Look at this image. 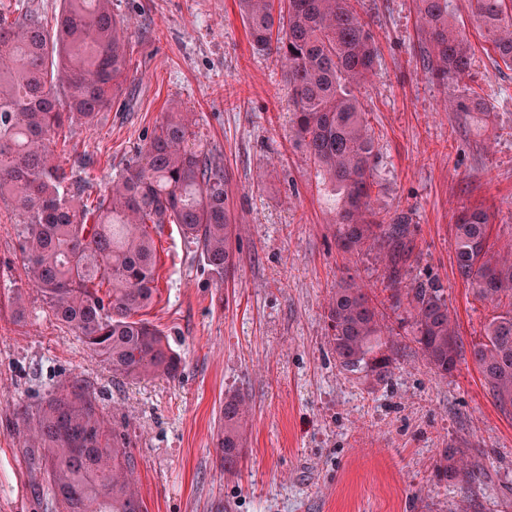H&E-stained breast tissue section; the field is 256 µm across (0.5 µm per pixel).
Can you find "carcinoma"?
<instances>
[{
	"instance_id": "cac0c4a2",
	"label": "carcinoma",
	"mask_w": 512,
	"mask_h": 512,
	"mask_svg": "<svg viewBox=\"0 0 512 512\" xmlns=\"http://www.w3.org/2000/svg\"><path fill=\"white\" fill-rule=\"evenodd\" d=\"M418 2L433 49L432 74L446 82L465 73L470 46L448 0ZM471 3L483 37L511 67L509 0ZM240 10L254 46L275 50L286 72L292 128L331 183L342 249L352 252L368 241L384 245L391 307L408 305L411 341L434 373L448 377L468 352L495 403L512 412V254H490L488 215L466 209L455 227L460 278L477 298L500 307L484 336L466 347L444 289L403 284L405 217L386 220L369 208L376 143L357 89L373 72L378 49L354 0H287L285 10L275 9V0H240ZM128 27L112 14L110 0H62L51 31L27 10L10 23L0 17V202L22 218L23 267L48 312L112 373L175 379L181 357L163 330L139 318L157 291L150 228L178 225L184 241L223 277L234 266L224 163L193 142L189 112L168 113L91 202L84 200L85 182L68 176L54 154L65 124L93 123L120 95L130 65ZM452 107L490 116L474 94L458 96ZM328 318L339 365L385 379L392 359L367 289L352 278L341 281ZM17 416L23 424L20 452L30 469L44 474L55 512H147L132 483L136 461L124 435L83 379L72 377L34 407H18ZM244 417L243 397L224 399L218 451L230 476L240 471ZM441 462L448 479H472L464 458L445 452Z\"/></svg>"
}]
</instances>
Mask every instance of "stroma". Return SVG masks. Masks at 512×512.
Listing matches in <instances>:
<instances>
[{
    "label": "stroma",
    "mask_w": 512,
    "mask_h": 512,
    "mask_svg": "<svg viewBox=\"0 0 512 512\" xmlns=\"http://www.w3.org/2000/svg\"><path fill=\"white\" fill-rule=\"evenodd\" d=\"M448 2L472 61L442 84L427 67L417 0H359L378 46L359 97L377 142L370 207L407 217L404 282H439L468 344L495 308L457 273L454 224L480 209L493 250L512 242V67L481 38L469 0ZM112 11L132 23L127 79L94 125L66 127L59 161L103 189L167 113H193L199 143L224 160L236 268L217 278L177 225L153 231L158 296L146 317L182 373L116 377L36 289H25L17 318L20 218L0 204V512H51L19 451L15 406L73 375L125 432L148 512H512V414L472 361L445 379L433 373L391 307L386 250L339 247L326 186L290 124L288 84L275 55L253 47L239 0H112ZM470 89L492 118L448 110ZM349 275L384 315L395 350L386 380L336 360L328 305ZM230 394L247 415L236 477L215 448ZM446 448L471 460L469 483L440 472Z\"/></svg>",
    "instance_id": "obj_1"
}]
</instances>
